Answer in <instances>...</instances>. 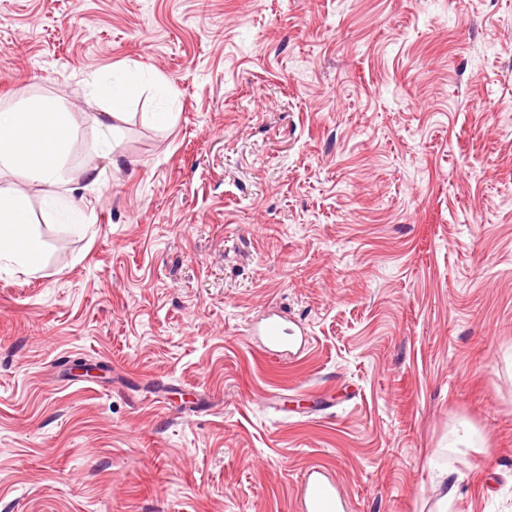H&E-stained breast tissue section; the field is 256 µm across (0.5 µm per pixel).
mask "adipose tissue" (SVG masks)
<instances>
[{
	"label": "adipose tissue",
	"mask_w": 512,
	"mask_h": 512,
	"mask_svg": "<svg viewBox=\"0 0 512 512\" xmlns=\"http://www.w3.org/2000/svg\"><path fill=\"white\" fill-rule=\"evenodd\" d=\"M72 130L71 114L55 102L32 100L0 112V167L22 171L48 186L63 183L62 159ZM32 213L14 188L0 186V260L24 271L40 270L45 244L32 227Z\"/></svg>",
	"instance_id": "adipose-tissue-1"
}]
</instances>
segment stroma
<instances>
[{"mask_svg":"<svg viewBox=\"0 0 512 512\" xmlns=\"http://www.w3.org/2000/svg\"><path fill=\"white\" fill-rule=\"evenodd\" d=\"M33 97L74 184L0 174L45 244L0 263V512H296L313 467L349 512H512V0H0ZM253 334L259 336L260 343L266 352L278 357L288 356V347L293 343V332L285 327L281 319L267 318L254 329Z\"/></svg>","mask_w":512,"mask_h":512,"instance_id":"stroma-1","label":"stroma"}]
</instances>
